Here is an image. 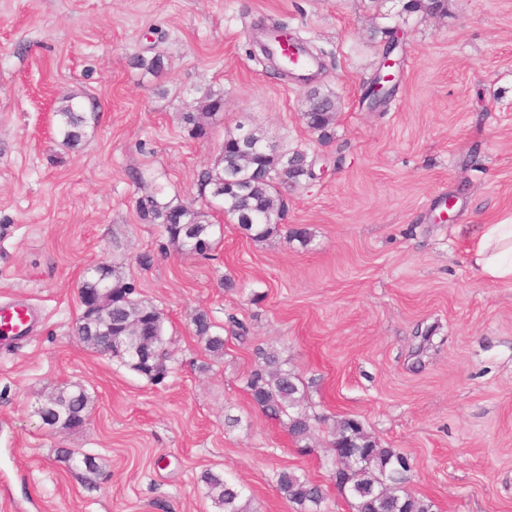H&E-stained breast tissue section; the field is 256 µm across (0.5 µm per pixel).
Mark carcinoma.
Here are the masks:
<instances>
[{
    "label": "carcinoma",
    "mask_w": 512,
    "mask_h": 512,
    "mask_svg": "<svg viewBox=\"0 0 512 512\" xmlns=\"http://www.w3.org/2000/svg\"><path fill=\"white\" fill-rule=\"evenodd\" d=\"M200 111L188 112L184 119L196 131L206 133L201 122L213 118L224 110V97L206 90L199 99ZM60 130L66 145L75 148L82 142L88 116L77 111L72 98L62 99L57 110ZM336 116V102L332 98L313 92L307 95V109L302 112L304 123L326 133ZM249 146L251 162L240 167L232 159L219 156L212 168L202 173L201 204L160 202L148 195L139 202L143 219L163 225L169 240L189 251L204 256L212 249V224L210 211L218 207L231 217L235 224L249 233L254 240H261L277 230L283 216L280 186L297 184L310 175L307 156L303 152L279 153L270 147L265 132L250 127ZM103 278L107 279L113 293L125 296V301L106 311L117 333L122 325L139 321V335L149 340L164 336L163 317L156 307L133 297L134 288L124 282L115 267L102 264ZM195 335L204 343V349L213 357L224 355V336L205 311L193 318ZM256 366L248 374L245 387L252 401L267 415L287 418L288 433L298 447H308L316 417L298 409L304 400L302 382L288 369L283 368L278 352L271 347L254 348ZM52 406L43 417L46 425L65 424L67 428L83 423L89 397L78 385L60 389L51 398ZM334 432L340 434L347 447L361 454V461L346 471L342 484L352 492L355 512H432L430 501L416 497L401 489L405 481L396 475V462L401 454L394 448H383L355 419H339ZM204 482L214 504L222 512H251L250 501L244 499L242 490L220 475L206 473ZM280 494L288 501L308 512H318L323 502L321 486L297 475L283 471L278 478Z\"/></svg>",
    "instance_id": "carcinoma-1"
}]
</instances>
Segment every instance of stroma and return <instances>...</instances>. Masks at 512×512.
<instances>
[{"label": "stroma", "mask_w": 512, "mask_h": 512, "mask_svg": "<svg viewBox=\"0 0 512 512\" xmlns=\"http://www.w3.org/2000/svg\"><path fill=\"white\" fill-rule=\"evenodd\" d=\"M408 2L0 0V303L47 315L0 348V512H219L207 472L252 512H300L278 491L283 471L322 486L321 512H353L331 479L341 418L407 456L404 488L433 512H512V284L482 280L467 252L481 225L512 220V0L436 14ZM278 22L319 56L310 81L260 62V28ZM397 31L395 91L368 108ZM156 55L157 73L134 64ZM206 89L224 110L200 136L183 114ZM311 90L337 102L329 136L301 119ZM67 96L91 115L74 149L55 113ZM241 122L304 151L314 175L282 189L278 232L256 241L215 214L209 256L188 253L138 203L197 198ZM101 262L162 313L163 382L73 335ZM201 310L223 329L221 358L193 332ZM259 344L304 385L319 418L308 451L245 388ZM74 384L85 425L43 428L37 407Z\"/></svg>", "instance_id": "1"}]
</instances>
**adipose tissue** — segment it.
Listing matches in <instances>:
<instances>
[{"label": "adipose tissue", "instance_id": "adipose-tissue-1", "mask_svg": "<svg viewBox=\"0 0 512 512\" xmlns=\"http://www.w3.org/2000/svg\"><path fill=\"white\" fill-rule=\"evenodd\" d=\"M478 275L494 284H512V223L482 225L469 251Z\"/></svg>", "mask_w": 512, "mask_h": 512}]
</instances>
